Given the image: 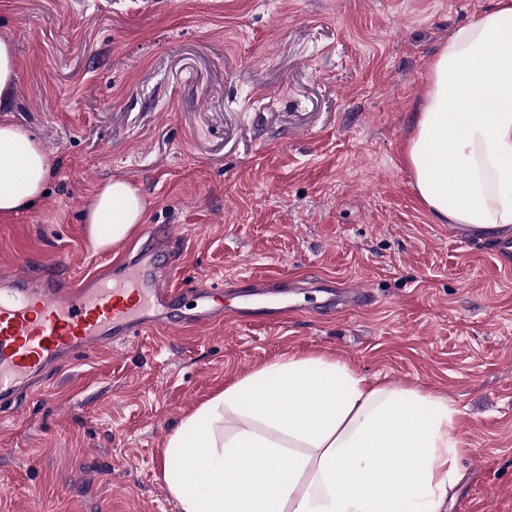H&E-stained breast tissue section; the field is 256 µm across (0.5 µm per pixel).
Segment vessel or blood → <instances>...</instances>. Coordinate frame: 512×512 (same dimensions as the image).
<instances>
[{
    "label": "vessel or blood",
    "instance_id": "1",
    "mask_svg": "<svg viewBox=\"0 0 512 512\" xmlns=\"http://www.w3.org/2000/svg\"><path fill=\"white\" fill-rule=\"evenodd\" d=\"M178 260L139 255L98 275L0 273V414L38 389L47 372L86 351L127 345L150 331L194 333L231 318L270 327L294 311L288 277H254L245 286L174 280ZM324 303L347 311L367 303L360 286L321 282Z\"/></svg>",
    "mask_w": 512,
    "mask_h": 512
}]
</instances>
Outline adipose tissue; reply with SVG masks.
I'll list each match as a JSON object with an SVG mask.
<instances>
[{"label": "adipose tissue", "mask_w": 512, "mask_h": 512, "mask_svg": "<svg viewBox=\"0 0 512 512\" xmlns=\"http://www.w3.org/2000/svg\"><path fill=\"white\" fill-rule=\"evenodd\" d=\"M403 159L441 224L512 233V0L460 27L428 67ZM55 156L0 122V219L45 195ZM145 200L100 184L83 214L91 244L125 243ZM453 403L371 382L332 356H291L186 415L163 450L180 512H444L461 478Z\"/></svg>", "instance_id": "adipose-tissue-1"}]
</instances>
